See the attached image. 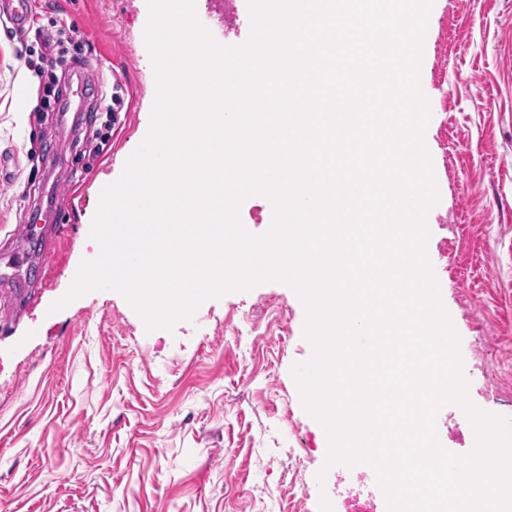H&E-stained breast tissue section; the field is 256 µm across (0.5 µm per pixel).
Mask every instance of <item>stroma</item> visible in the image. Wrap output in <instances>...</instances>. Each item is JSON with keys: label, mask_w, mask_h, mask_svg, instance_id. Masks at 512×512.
Masks as SVG:
<instances>
[{"label": "stroma", "mask_w": 512, "mask_h": 512, "mask_svg": "<svg viewBox=\"0 0 512 512\" xmlns=\"http://www.w3.org/2000/svg\"><path fill=\"white\" fill-rule=\"evenodd\" d=\"M199 23L224 46L251 34L249 0L225 25L215 0H194ZM80 17L68 44L99 81L70 75L67 113L39 117L42 88L25 59ZM147 0H32L16 33L0 10V248L20 245L22 212L50 226V270L28 288L0 287V512H342L355 495L388 512L377 481L355 487L325 469L323 425L293 376L310 360L306 309L266 281L205 300L194 318L147 330L115 291L61 310L83 261L102 191L146 138L157 77L145 41ZM421 83L439 201L430 266L459 336L467 396L512 419V0H434ZM120 119L106 150L77 155L86 115ZM442 448L470 453L463 408L436 417Z\"/></svg>", "instance_id": "35a3bbf8"}]
</instances>
